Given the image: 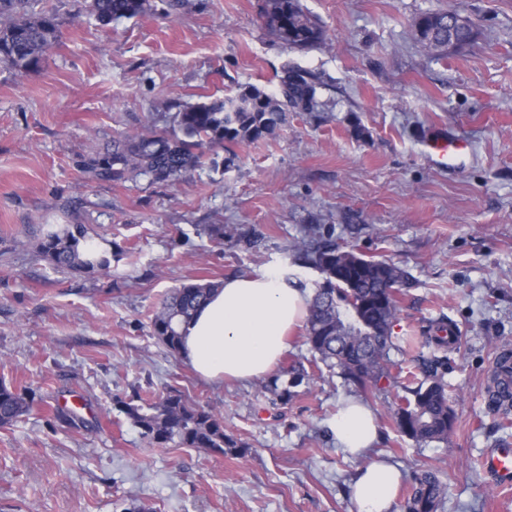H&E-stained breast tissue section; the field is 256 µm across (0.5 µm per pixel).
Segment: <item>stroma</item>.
Masks as SVG:
<instances>
[{
	"label": "stroma",
	"mask_w": 512,
	"mask_h": 512,
	"mask_svg": "<svg viewBox=\"0 0 512 512\" xmlns=\"http://www.w3.org/2000/svg\"><path fill=\"white\" fill-rule=\"evenodd\" d=\"M301 3L324 41L297 51L267 33L264 0H192L174 20L158 9L107 26L84 0H44L61 7L58 44L24 76L0 68V381L35 398L0 426V512H351L357 470L377 458L407 483L438 471L440 512H512V487L481 468L512 446V412L488 393L512 350V0ZM438 9L478 30L444 61L413 35L416 18ZM287 65L321 76L314 110L288 113L232 161L174 183L86 178L84 162L165 102L247 84L272 93ZM434 129L471 142L465 168L429 163ZM49 224L87 225L116 262L55 268L37 253ZM204 224L223 225V244ZM315 231L408 272L395 335L443 317L459 329L445 374L449 442L399 431L395 381L365 396L378 436L350 457L330 430L355 394L340 376L315 372L283 402L259 379H199L153 336L154 311L184 283L268 270L313 286L320 273L292 246ZM171 388L219 413L244 454L151 445L118 408Z\"/></svg>",
	"instance_id": "35a3bbf8"
}]
</instances>
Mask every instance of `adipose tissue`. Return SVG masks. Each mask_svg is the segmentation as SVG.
Here are the masks:
<instances>
[{
	"label": "adipose tissue",
	"mask_w": 512,
	"mask_h": 512,
	"mask_svg": "<svg viewBox=\"0 0 512 512\" xmlns=\"http://www.w3.org/2000/svg\"><path fill=\"white\" fill-rule=\"evenodd\" d=\"M307 297L282 276L259 271L226 279L181 329L179 356L202 379L223 384L267 375L302 326ZM331 429L344 452L371 448L377 429L371 410L349 400ZM401 471L382 460L362 468L352 485L355 512H393Z\"/></svg>",
	"instance_id": "ef3b65f1"
}]
</instances>
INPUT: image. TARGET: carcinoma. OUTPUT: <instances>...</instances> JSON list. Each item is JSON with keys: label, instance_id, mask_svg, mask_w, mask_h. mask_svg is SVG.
<instances>
[{"label": "carcinoma", "instance_id": "cac0c4a2", "mask_svg": "<svg viewBox=\"0 0 512 512\" xmlns=\"http://www.w3.org/2000/svg\"><path fill=\"white\" fill-rule=\"evenodd\" d=\"M39 0H0V64L22 75L45 61L59 39L56 9L35 10ZM89 11L103 24L142 16L150 0H89ZM269 33L293 50L322 42L324 30L300 0H265L262 15ZM477 32L470 22L448 25V11H430L414 23V39L432 56L446 57L470 46ZM322 86L320 77L295 66L283 67L278 87L269 94L254 85L233 96L197 103L174 102L170 126L147 125L112 139V148L84 165L89 180L123 183L146 177L168 182L186 177L206 165L207 154L234 148L274 133L290 112H309ZM38 250L56 267L76 273L107 271L112 258L87 236L83 224L46 229ZM305 263L317 269L323 282L308 302L306 344L314 358L338 371L356 391L379 389L394 366L390 353L415 354L422 378L411 373L405 386V405L394 413L400 431L415 442H446L453 433L455 414L448 400L444 360L435 351L448 346L440 322L420 336H395L398 293L408 281L404 269L386 260L367 259L341 250L326 239H307L293 245ZM216 284L194 283L171 289L151 320L152 335L168 350L178 352L180 326L207 299ZM313 375L303 363L272 376L265 389L281 400L291 388L310 384ZM32 400L24 391L0 382V426L28 414ZM121 411L149 443L204 448L224 455L238 445L224 435V421L177 389L154 402L142 398L120 402ZM444 490L435 471L419 478L405 498L403 512H437Z\"/></svg>", "mask_w": 512, "mask_h": 512}]
</instances>
